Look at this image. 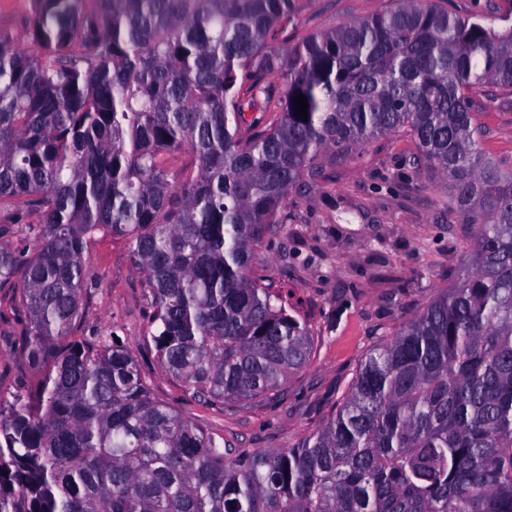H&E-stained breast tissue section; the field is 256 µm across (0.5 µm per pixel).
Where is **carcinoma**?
Segmentation results:
<instances>
[{
    "mask_svg": "<svg viewBox=\"0 0 512 512\" xmlns=\"http://www.w3.org/2000/svg\"><path fill=\"white\" fill-rule=\"evenodd\" d=\"M296 15V0H29L32 47L0 31V291L34 372L0 391V512H512V168L472 112L487 86L512 89V26L438 0L303 35ZM396 132L448 183L465 263L302 444L217 440L151 394L115 331L82 330L88 243L110 234L193 398L276 390L313 335L257 251L305 178Z\"/></svg>",
    "mask_w": 512,
    "mask_h": 512,
    "instance_id": "1",
    "label": "carcinoma"
}]
</instances>
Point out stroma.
I'll use <instances>...</instances> for the list:
<instances>
[{"instance_id": "obj_1", "label": "stroma", "mask_w": 512, "mask_h": 512, "mask_svg": "<svg viewBox=\"0 0 512 512\" xmlns=\"http://www.w3.org/2000/svg\"><path fill=\"white\" fill-rule=\"evenodd\" d=\"M386 0H298L300 29L362 18ZM486 130L482 148L512 166V94L480 96L473 107ZM413 139L398 133L337 154L293 194L281 233L261 248L254 267L289 292L314 343L307 364L277 391L247 401L203 404L162 371L146 335L150 298L125 240L97 238L86 261L96 287L83 320L115 329L139 359L155 398L236 448L301 443L331 414L356 370L448 286L462 267L468 229L448 207L445 184L412 166Z\"/></svg>"}]
</instances>
